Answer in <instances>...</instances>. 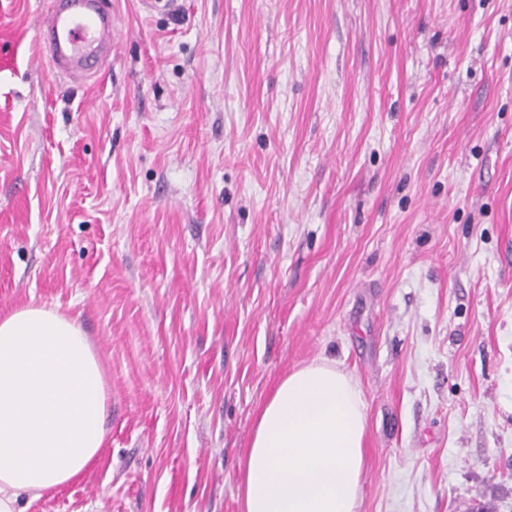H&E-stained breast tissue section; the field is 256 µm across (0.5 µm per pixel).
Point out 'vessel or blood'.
Masks as SVG:
<instances>
[{
    "label": "vessel or blood",
    "instance_id": "obj_1",
    "mask_svg": "<svg viewBox=\"0 0 512 512\" xmlns=\"http://www.w3.org/2000/svg\"><path fill=\"white\" fill-rule=\"evenodd\" d=\"M41 29L43 57L65 73L91 71L112 45V14L101 0H57Z\"/></svg>",
    "mask_w": 512,
    "mask_h": 512
}]
</instances>
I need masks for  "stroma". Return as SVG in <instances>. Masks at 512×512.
Instances as JSON below:
<instances>
[{
    "label": "stroma",
    "instance_id": "35a3bbf8",
    "mask_svg": "<svg viewBox=\"0 0 512 512\" xmlns=\"http://www.w3.org/2000/svg\"><path fill=\"white\" fill-rule=\"evenodd\" d=\"M0 0V315L78 320L96 459L28 512H240L256 413L318 357L366 414L360 512H512V0ZM42 56L65 73L89 72L112 46V13L100 0H59L42 26Z\"/></svg>",
    "mask_w": 512,
    "mask_h": 512
}]
</instances>
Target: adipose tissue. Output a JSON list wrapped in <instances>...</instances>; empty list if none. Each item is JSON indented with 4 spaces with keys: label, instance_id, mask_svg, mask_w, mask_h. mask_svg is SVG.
Masks as SVG:
<instances>
[{
    "label": "adipose tissue",
    "instance_id": "obj_1",
    "mask_svg": "<svg viewBox=\"0 0 512 512\" xmlns=\"http://www.w3.org/2000/svg\"><path fill=\"white\" fill-rule=\"evenodd\" d=\"M107 384L76 319L36 303L0 317V512L78 476L106 441ZM366 420L354 378L316 358L260 407L241 512H359Z\"/></svg>",
    "mask_w": 512,
    "mask_h": 512
}]
</instances>
